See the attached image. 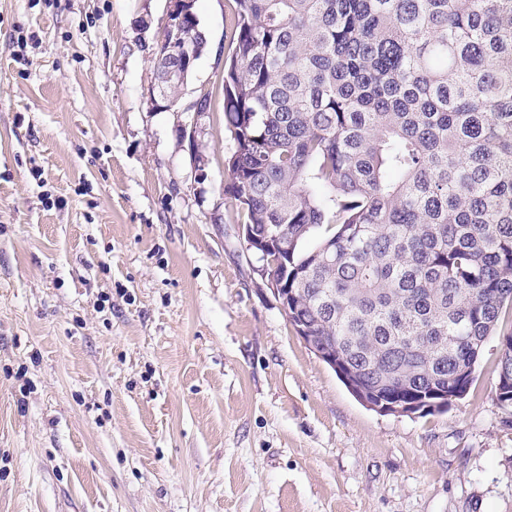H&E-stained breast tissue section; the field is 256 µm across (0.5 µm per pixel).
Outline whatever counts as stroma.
<instances>
[{
	"mask_svg": "<svg viewBox=\"0 0 512 512\" xmlns=\"http://www.w3.org/2000/svg\"><path fill=\"white\" fill-rule=\"evenodd\" d=\"M195 10L164 110L166 0H0V512H512L497 338L413 418L289 325L224 194L232 3ZM189 4L188 0H168L166 19L168 25L179 24L186 15L191 13L194 16L192 21H186L184 27L173 30L167 26H164L160 39L156 42L153 48V62L155 70V79L157 80L158 86H162L164 90V98L170 102H180L183 94L184 87L188 80L179 81L177 79H168L170 74H175L180 70V58L177 56L178 53L172 48V43L178 41V44H182L184 47L195 46L200 48L204 52L207 40L201 29L199 18L194 11L195 1L192 0L188 9L184 5Z\"/></svg>",
	"mask_w": 512,
	"mask_h": 512,
	"instance_id": "35a3bbf8",
	"label": "stroma"
}]
</instances>
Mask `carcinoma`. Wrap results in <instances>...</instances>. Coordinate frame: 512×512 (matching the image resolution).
<instances>
[{
	"instance_id": "carcinoma-1",
	"label": "carcinoma",
	"mask_w": 512,
	"mask_h": 512,
	"mask_svg": "<svg viewBox=\"0 0 512 512\" xmlns=\"http://www.w3.org/2000/svg\"><path fill=\"white\" fill-rule=\"evenodd\" d=\"M224 195L288 229V319L375 400L469 392L489 338L512 371V0H233ZM153 48L164 98L186 83Z\"/></svg>"
}]
</instances>
